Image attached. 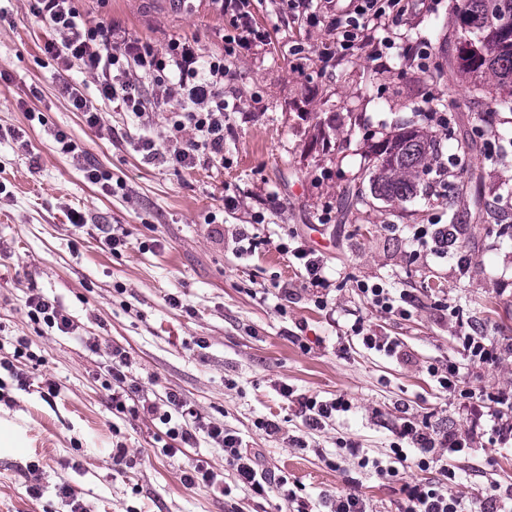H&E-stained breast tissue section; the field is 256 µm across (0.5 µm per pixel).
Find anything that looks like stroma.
<instances>
[{
  "label": "stroma",
  "mask_w": 512,
  "mask_h": 512,
  "mask_svg": "<svg viewBox=\"0 0 512 512\" xmlns=\"http://www.w3.org/2000/svg\"><path fill=\"white\" fill-rule=\"evenodd\" d=\"M449 3L413 0L398 23L326 63L313 49L333 14L310 25L255 0L267 40L239 54L224 82V158L180 167L150 164L141 151L142 139L166 141L180 103L140 119L112 111L79 63L46 53L58 35L28 0H0V359L15 366L0 368V512H71L74 499L86 512H296L302 503L319 512L325 496L349 492L368 512H399L405 484L441 481L465 512H479L490 490L512 488V442L449 457L444 475L412 464L385 478L373 467L390 465L404 421L468 428L462 398L440 389L429 367L458 365L464 388L488 404L512 388V355L475 365L457 338L460 318L489 343H512V199L499 195L512 184V154L498 139L512 112L491 109L503 95L493 83L479 93L449 74L456 46L445 37L458 25ZM75 5L144 42L188 39L203 55L224 52L229 19L214 0L188 11L177 0ZM386 39L392 48L375 55ZM298 42L312 49L306 59L288 52ZM422 44L426 71L407 53ZM66 83L97 109L98 125L73 109ZM433 97L448 101L447 126L415 112ZM404 121L439 149L417 197L397 201L372 193L369 177L374 146ZM60 130L81 154L58 150ZM89 166L103 184L86 179ZM358 189L363 200L350 205ZM74 209L84 228L69 223ZM452 209L458 240L440 258L414 232L447 223ZM116 224L128 237L115 254L105 233ZM243 228L255 248L241 255ZM296 248L322 261L325 288L312 287ZM361 282L410 295L407 314L375 307ZM32 295L63 306L72 330L31 321ZM357 323L399 341V354L365 349ZM19 336L30 354L17 359ZM116 347L142 394L177 392L204 421L236 432L296 501L275 487L227 497L184 482L194 464L228 476L223 452L203 437L166 452L161 414L116 411L106 387ZM284 384L292 398L281 396ZM340 395L350 410L309 429L300 399ZM266 420L277 432L260 429ZM298 437L306 449L293 446Z\"/></svg>",
  "instance_id": "35a3bbf8"
}]
</instances>
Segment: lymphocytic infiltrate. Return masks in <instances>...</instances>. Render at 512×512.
Masks as SVG:
<instances>
[{
  "instance_id": "obj_1",
  "label": "lymphocytic infiltrate",
  "mask_w": 512,
  "mask_h": 512,
  "mask_svg": "<svg viewBox=\"0 0 512 512\" xmlns=\"http://www.w3.org/2000/svg\"><path fill=\"white\" fill-rule=\"evenodd\" d=\"M252 3L253 0H222L220 7L230 18V30L224 36L223 55L209 58L202 57L195 45L186 40L175 39L157 46L132 39L111 24L91 23L82 17L74 0H32L31 8L35 16L60 35L59 40L47 44V52L59 59L72 57L81 61L97 77L101 96L115 105L117 111L136 116L145 111L148 100L141 87L145 80L178 99L184 110L172 123L173 149L157 147L149 139L143 141L142 149L152 162L193 164L224 157V114L229 107L224 97V79L237 52L265 39L264 32L254 23ZM278 6L281 13L305 15L312 24L318 22L321 11H339L330 38L317 49L320 58L330 60L364 41L370 28L402 18L409 10L410 0H349L342 11L337 10L336 0H279ZM128 366L127 356L113 351V406L121 411L130 408L154 413V401L135 398L132 386L127 383ZM165 401L179 416L176 426L169 430L170 436L190 444L196 440L197 430H204L223 451L232 470V480L226 483L218 480L214 472L197 465L185 471L183 479L187 484L214 487L225 495L236 485L264 493L271 480L260 470L257 454L243 448L238 435L212 422L198 426L196 412L186 408L177 393H167ZM486 421L501 441L512 440L511 419L494 409L481 410L475 404L469 407V427L465 433L448 432L438 437L409 421L400 427L398 437L417 450V467L444 473L448 470L449 455L465 453L479 442L480 428ZM406 492L403 512H462L460 498L448 494L442 486L414 484L407 486Z\"/></svg>"
}]
</instances>
